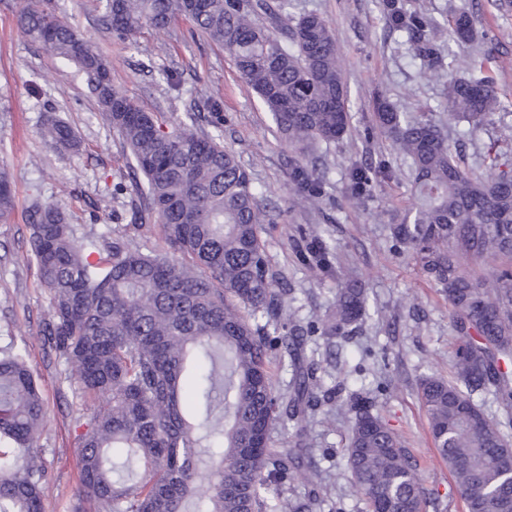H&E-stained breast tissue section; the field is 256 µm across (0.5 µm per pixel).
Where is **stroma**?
<instances>
[{"mask_svg": "<svg viewBox=\"0 0 512 512\" xmlns=\"http://www.w3.org/2000/svg\"><path fill=\"white\" fill-rule=\"evenodd\" d=\"M279 23L294 27L302 15L316 13L336 38L354 115L343 139L320 145L329 197L319 202L293 199L288 172L295 155L276 131L271 114L242 78L231 54L185 18L168 28L146 26L136 48L102 33L96 22L98 0H55L56 11L73 25L111 65L112 86L168 127L183 119L189 105L207 112L213 91L222 94L224 144L250 172L259 200L272 222L262 234L272 268L283 277L295 299L298 321L316 322L332 307L337 276L357 277L368 293L363 333L327 346L322 337L310 343L318 357L335 353L323 379L324 388L344 384L376 395L382 416L417 461V472L432 494L427 512H466L454 490L453 477L429 434L418 399L420 380L455 377L452 310L440 288L394 247L390 226L412 205L409 165L388 141L372 130L371 102L384 95L401 111L426 112L442 121L458 160L469 172L488 175L480 164L486 144L496 137L498 120L477 135L443 118L445 79H430L414 60L405 34L390 31L382 0H267ZM410 12L445 21L458 9L471 14L477 37L457 49V76L481 58L502 101L512 113V9L499 0H400ZM24 0H0V171L9 176L14 210L0 224V355L25 350L46 402V425L39 439L45 469V512H73L84 503L79 479L81 405L66 365L44 338L49 294L41 284L28 246L27 215L33 198L53 203L69 214L79 231L97 236L131 222L129 196L113 197L115 186L129 182L128 155L98 110L86 75L74 64L32 43L17 24ZM172 73L171 87L161 77ZM70 125L81 140L77 151L55 148L45 137L47 116ZM370 175L366 193L356 194L353 170ZM108 212H98L101 198ZM318 227L333 247V273L318 276L300 259L301 238ZM349 424L319 420L309 442L336 512H363L359 491L345 470L342 449Z\"/></svg>", "mask_w": 512, "mask_h": 512, "instance_id": "obj_1", "label": "stroma"}]
</instances>
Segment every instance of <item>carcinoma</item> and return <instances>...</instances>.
<instances>
[{
    "instance_id": "cac0c4a2",
    "label": "carcinoma",
    "mask_w": 512,
    "mask_h": 512,
    "mask_svg": "<svg viewBox=\"0 0 512 512\" xmlns=\"http://www.w3.org/2000/svg\"><path fill=\"white\" fill-rule=\"evenodd\" d=\"M99 21L128 43L143 25L162 29L186 16L233 56L241 75L299 154L289 189L299 200L328 196L322 170L303 161L309 145L331 143L351 128L349 93L327 21L302 16L278 32L266 0H101ZM390 24L408 33L412 55L432 76L448 56V117L479 131L500 109L495 85L473 60L474 75H453L457 58L434 40L439 23L383 0ZM19 25L33 42L87 75L90 93L128 150L132 231L85 237L58 207L38 198L28 210L30 253L49 293L44 336L71 368L85 411L79 469L86 497L101 512H315L321 501L307 425L320 406L308 337L363 332L366 289L338 278L336 301L314 323L290 319L294 298L270 264L262 225L267 214L249 172L224 147L219 94L208 124L164 128L112 88L107 59L68 23L52 0H32ZM475 39L472 17L457 12L448 40ZM372 129L409 162L414 206L391 225L394 246L440 288L454 311L455 380L426 376L418 399L466 512H512V440L474 394L512 400V269L475 278L466 257H512V158L490 147L494 176L463 170L440 124L400 112L383 97L372 103ZM47 135L77 150L73 130L51 117ZM14 197L0 172V223ZM158 225L163 245L141 232ZM303 261L330 270L332 245L313 228ZM289 363L281 390L273 361ZM331 411L349 432L343 455L365 512H426L409 449L388 427L376 398L337 389ZM46 404L21 350L0 357V512H43L44 467L38 439ZM291 429L281 441L276 430ZM307 473L304 499L288 498V479Z\"/></svg>"
}]
</instances>
